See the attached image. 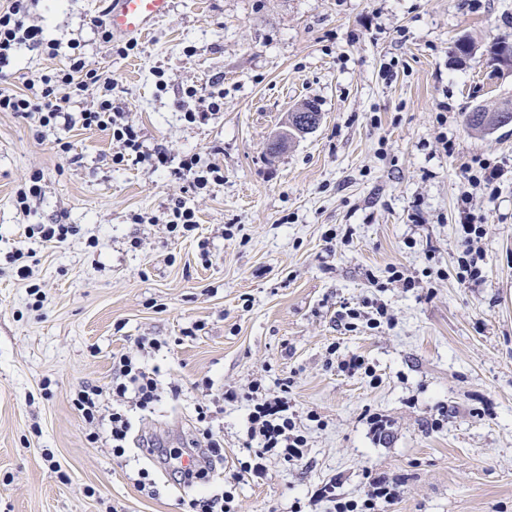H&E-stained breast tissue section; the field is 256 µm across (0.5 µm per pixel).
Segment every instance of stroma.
<instances>
[{
    "instance_id": "1",
    "label": "stroma",
    "mask_w": 512,
    "mask_h": 512,
    "mask_svg": "<svg viewBox=\"0 0 512 512\" xmlns=\"http://www.w3.org/2000/svg\"><path fill=\"white\" fill-rule=\"evenodd\" d=\"M106 7L36 0L31 18L59 53L21 50L7 67L21 74L14 90L79 42L144 151L199 154L224 179L197 193L145 163L114 166L96 128L73 127L62 154L56 131L36 140L34 121L0 112V512H184L191 487L143 439L182 447L195 405L221 395L211 426L223 463L204 481L220 492L246 456L240 394L255 380L273 393L288 381L308 451L298 468L268 459L264 477L238 486L239 512H294L333 478L358 497L370 466L401 481L388 512H512V126L479 135L464 123L512 99V72L488 65L512 39V0H173L126 57L99 38ZM461 38L477 46L463 63ZM219 91L220 112L185 120ZM305 101L320 126L269 155ZM478 158L507 170L495 196L463 178ZM35 171L43 194L24 212L15 191ZM465 193L485 229L478 284L457 276ZM178 201L198 220L183 237L165 230ZM31 224L78 233L45 243L27 237ZM19 248L28 281L10 262ZM393 266L418 288L393 281ZM376 300L391 325L341 324L343 306ZM144 336L168 346L143 352ZM354 353L369 373L340 370ZM121 354L158 368L163 394L132 411L116 458L88 442L72 399L84 384L109 388ZM369 413L388 422L385 440Z\"/></svg>"
}]
</instances>
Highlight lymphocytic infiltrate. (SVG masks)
<instances>
[{"instance_id": "lymphocytic-infiltrate-1", "label": "lymphocytic infiltrate", "mask_w": 512, "mask_h": 512, "mask_svg": "<svg viewBox=\"0 0 512 512\" xmlns=\"http://www.w3.org/2000/svg\"><path fill=\"white\" fill-rule=\"evenodd\" d=\"M31 0H7L6 7H0V66L8 64L15 52L24 46L41 48L45 44L43 30L30 23ZM24 92L18 93L7 86H0V112H12L17 116L35 119L42 128L69 130L75 125L109 131L118 149L111 162L115 165L127 161L148 163L152 169L168 171L170 176L189 181L193 190L201 191L210 181L221 180L219 167L201 166L198 154L189 153L179 164H172L165 150L143 151L140 130L130 123L122 107L112 102V79L93 68L79 51H72L63 68L42 75L39 79H24ZM99 93L95 109L72 114L69 109L71 98L82 95L89 89ZM460 231L463 250L457 264L462 279L478 281L483 277L481 261L483 256L477 247L483 235L481 225L475 224L469 212L460 214ZM113 378L110 388L112 405H105L101 389L92 385L81 386L74 400L75 409L86 423L103 422L107 425L106 442L115 457L126 452V442L132 430L128 415L129 408L146 410L158 401L159 383L155 373L147 371L139 359L123 354L114 357ZM249 406L248 437L254 447L249 458L240 462L230 477V488L211 496L199 494L187 502V512H239L234 486L250 478L265 474V460L277 456L284 465L296 467L303 463L307 454L308 441L297 424V416L288 405L284 395L271 394L252 384L243 394ZM211 417L209 404L196 407V420L202 426V437L191 447L169 451L156 448L157 458L180 462L179 472L184 483L191 484L215 471L221 462L222 444L217 439L208 421ZM366 479L363 495L348 498L337 494L335 481L317 486L312 492L311 502H325L329 512H380L381 508L392 505L399 495L397 483L386 477L374 475L365 470Z\"/></svg>"}]
</instances>
